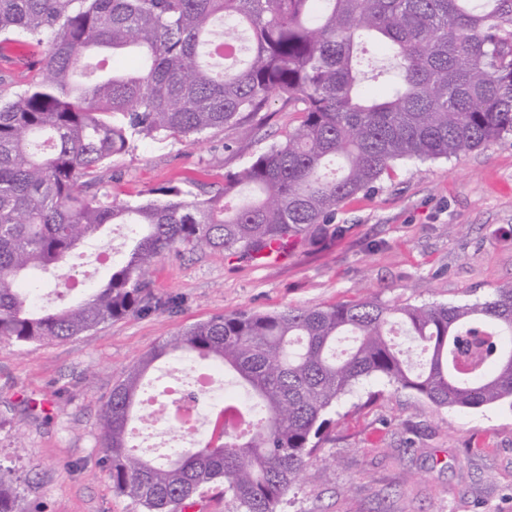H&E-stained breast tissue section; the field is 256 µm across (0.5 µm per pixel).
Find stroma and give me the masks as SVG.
<instances>
[{"mask_svg": "<svg viewBox=\"0 0 512 512\" xmlns=\"http://www.w3.org/2000/svg\"><path fill=\"white\" fill-rule=\"evenodd\" d=\"M249 138L233 129L196 140H138L103 170L99 195L135 202L148 190L223 187L302 120L281 110ZM336 238L297 244L266 263L209 251L162 257L159 297L173 309L140 313L45 346L0 340V458L19 454L21 494L42 512H141L116 493L100 464L96 417L144 353L194 323L239 310L334 304L371 296L410 304L491 298L512 282V140L449 160L401 164L336 213ZM108 247L91 243L78 264L101 279V251L128 248L125 226ZM65 403L56 412L55 403ZM336 427L281 512H512V403L437 407L370 380L331 412ZM22 449H15V442Z\"/></svg>", "mask_w": 512, "mask_h": 512, "instance_id": "obj_1", "label": "stroma"}]
</instances>
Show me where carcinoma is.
I'll return each mask as SVG.
<instances>
[{
  "mask_svg": "<svg viewBox=\"0 0 512 512\" xmlns=\"http://www.w3.org/2000/svg\"><path fill=\"white\" fill-rule=\"evenodd\" d=\"M0 37L37 48L36 75L6 96L0 75V339L68 340L131 313L173 308L150 274L170 253L253 259L335 237L336 211L399 163L448 159L512 138V0H0ZM376 43L384 65L366 59ZM303 119L216 191L171 185L136 203L93 192L139 139L235 128L271 100ZM130 226L112 273L74 305L36 295L67 259ZM163 358L230 376L242 413L192 448L146 453L148 377ZM376 377L438 407L512 400V283L492 299L237 311L143 354L97 417L102 468L143 512H185L218 490L235 512H277L320 460L329 412ZM0 466V512H25Z\"/></svg>",
  "mask_w": 512,
  "mask_h": 512,
  "instance_id": "carcinoma-1",
  "label": "carcinoma"
}]
</instances>
